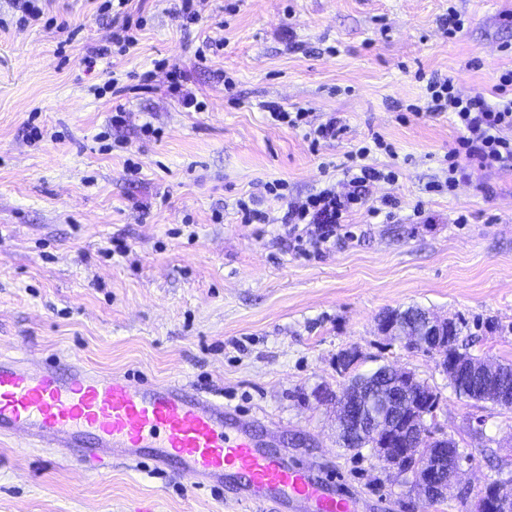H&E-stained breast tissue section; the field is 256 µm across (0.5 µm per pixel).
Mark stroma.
<instances>
[{"instance_id": "obj_1", "label": "stroma", "mask_w": 512, "mask_h": 512, "mask_svg": "<svg viewBox=\"0 0 512 512\" xmlns=\"http://www.w3.org/2000/svg\"><path fill=\"white\" fill-rule=\"evenodd\" d=\"M97 5L43 0L75 32L62 51L56 28L17 26L0 0V351L184 380L264 447L324 469L359 512H471L473 487L512 478V409L459 397L438 355L387 339L378 320L410 306L461 319L466 352L512 361V170L472 165L452 193L429 192L459 131L425 97L434 73L491 96L512 70V0H195V23L181 0H131L137 45L89 70L87 48L112 37ZM452 7L466 19L453 37L441 28ZM174 67L204 111L181 109ZM111 78L132 93L115 99ZM270 102L340 116L345 131L311 145L267 122ZM147 122L161 137L142 134ZM375 135L395 152L371 163L398 180L371 187L327 248L297 253L279 222L287 199L344 190L350 152ZM275 180L287 197L265 200L271 223H241L235 201ZM386 196L394 217L373 216ZM349 349L356 372L410 370L436 391L427 427L463 457L446 499L423 502L370 449L340 447ZM235 495L146 457L97 473L0 441V512H285Z\"/></svg>"}]
</instances>
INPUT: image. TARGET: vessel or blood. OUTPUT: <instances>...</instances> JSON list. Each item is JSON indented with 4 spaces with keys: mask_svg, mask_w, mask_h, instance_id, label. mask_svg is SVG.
Wrapping results in <instances>:
<instances>
[{
    "mask_svg": "<svg viewBox=\"0 0 512 512\" xmlns=\"http://www.w3.org/2000/svg\"><path fill=\"white\" fill-rule=\"evenodd\" d=\"M14 436L33 448L77 450L93 466L146 456L199 490L237 478L248 504L275 496L290 512H355L351 497L260 447L235 411L179 380L135 381L80 361L33 368L0 352V438Z\"/></svg>",
    "mask_w": 512,
    "mask_h": 512,
    "instance_id": "b4317fda",
    "label": "vessel or blood"
}]
</instances>
